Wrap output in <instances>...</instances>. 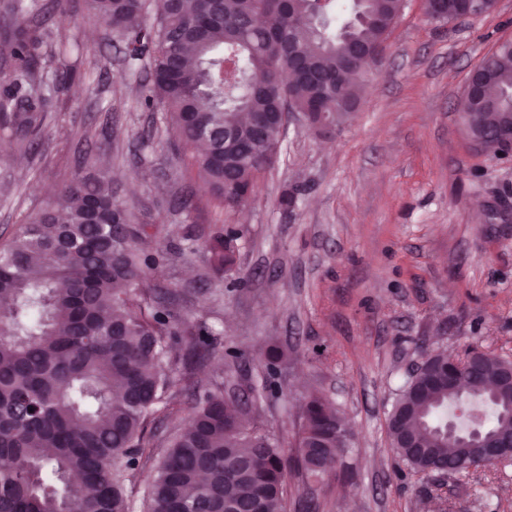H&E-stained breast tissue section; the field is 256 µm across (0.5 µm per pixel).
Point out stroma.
<instances>
[{"label":"stroma","mask_w":512,"mask_h":512,"mask_svg":"<svg viewBox=\"0 0 512 512\" xmlns=\"http://www.w3.org/2000/svg\"><path fill=\"white\" fill-rule=\"evenodd\" d=\"M52 12L61 68L79 83L53 97L35 150L0 131V244L72 174L109 169L146 248H178L214 227L244 236L216 276L197 250L163 268L177 313L221 333L237 361L202 366L256 389L258 426L293 447L302 405L323 396L346 420L349 448L314 483H287L288 512H512V464L477 478L413 472L396 460L387 416L424 349L477 348L512 359V160L478 150L458 101L472 71L512 40V0L474 18L430 19L405 0L357 112L331 136L288 125L252 203L217 208L184 164L162 113L144 111V70H126L113 33L84 0ZM297 204L279 205L284 189ZM284 360L259 363L269 346Z\"/></svg>","instance_id":"obj_1"}]
</instances>
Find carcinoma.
<instances>
[{
    "instance_id": "obj_1",
    "label": "carcinoma",
    "mask_w": 512,
    "mask_h": 512,
    "mask_svg": "<svg viewBox=\"0 0 512 512\" xmlns=\"http://www.w3.org/2000/svg\"><path fill=\"white\" fill-rule=\"evenodd\" d=\"M316 0H92L90 10L124 45L127 63H144L150 84L141 107L169 114L178 142L203 150L191 169L224 209L237 208L273 168L282 139L275 113L290 101L311 123L338 127L359 107L370 68L347 65L352 46L384 39L378 19L398 17L402 0H364L345 35L332 29L351 0L329 4L330 29L311 22ZM41 0H0V129L29 149L41 137L46 103L65 79L54 68L58 34ZM486 105L464 119L470 138L503 148L491 132L512 127V42L474 69ZM61 210L47 204L0 248V512H132L126 485L156 458L146 512H288L286 484L325 474L349 446L326 400L306 401L295 447L285 448L251 422V409L224 384L199 392L188 425L154 454L150 416L171 406L173 344L182 381L221 353L214 332L172 309V291L150 274L169 251L139 247L147 225L105 170L76 174L62 187ZM242 230L224 225L201 243L220 273L236 262ZM448 359L433 351L409 375L388 416L391 447L416 473L467 475L484 466L482 449L444 433L458 393L448 388ZM509 359L476 351L464 372L472 403L489 408L484 433L512 428V402L498 380Z\"/></svg>"
}]
</instances>
